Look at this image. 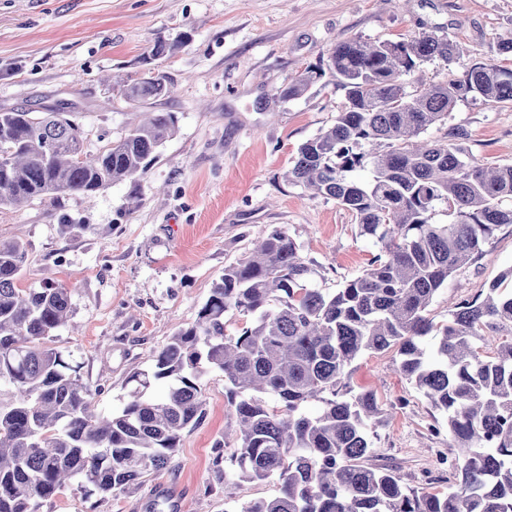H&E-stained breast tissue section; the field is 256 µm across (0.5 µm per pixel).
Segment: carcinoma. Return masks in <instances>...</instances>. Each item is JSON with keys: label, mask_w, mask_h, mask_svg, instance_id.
Listing matches in <instances>:
<instances>
[{"label": "carcinoma", "mask_w": 512, "mask_h": 512, "mask_svg": "<svg viewBox=\"0 0 512 512\" xmlns=\"http://www.w3.org/2000/svg\"><path fill=\"white\" fill-rule=\"evenodd\" d=\"M458 57L453 39L426 31L336 45L329 67L345 102L298 148L288 181L350 210L377 253L327 293L287 230H271L224 267L197 320L128 378L123 406L107 417L93 412L99 390L52 346L67 322L69 288L18 287L26 249L0 240V512H39L78 478L106 498L169 467L183 430L204 417L211 369L224 373L239 428L230 455L219 441L213 460L226 512H512V292L495 282L443 324L429 310L448 278L512 224V164L469 158L459 128L445 141L422 137L469 97L512 103V69L488 63L440 81L418 77L408 89L420 65ZM311 80L280 96H303ZM167 91L150 70L121 93L138 102ZM174 125L172 113L156 112L88 157L65 106L0 112V207L132 180ZM440 205L452 217L446 224L432 222ZM231 311L250 319L235 335L226 333ZM388 351L441 415L430 431H448L445 490L413 488L399 469L374 462L369 431L386 411L377 390L355 391L349 379L361 355ZM241 481H274L279 494L241 503Z\"/></svg>", "instance_id": "cac0c4a2"}]
</instances>
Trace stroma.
Masks as SVG:
<instances>
[{
  "label": "stroma",
  "instance_id": "stroma-1",
  "mask_svg": "<svg viewBox=\"0 0 512 512\" xmlns=\"http://www.w3.org/2000/svg\"><path fill=\"white\" fill-rule=\"evenodd\" d=\"M421 30L453 38L459 64L512 68V53L498 47L512 32V0H0V112L71 104L89 154L150 113L176 118L136 179L92 196L0 209V238L27 248L21 287L55 282L71 290V319L55 344L97 388L98 412L121 408L129 375L152 366L170 337L196 320L225 266L273 228L287 229L324 291L362 272L376 248L359 236L353 214L289 183L288 169L298 147L333 124L345 101L327 68L336 44ZM160 37L181 46L145 63ZM150 68L166 76L169 93L130 102L113 91V82H133ZM310 70L317 76L302 97H279ZM452 126L467 130L463 147L474 158L512 164V105L458 102L426 137L444 138ZM510 269L512 224L439 290L432 317L446 322L459 302L493 282L512 288L504 277ZM352 384L408 402L370 434L375 460L396 465L410 486L435 477L447 488L436 453L448 436L429 431L427 400L390 355L357 359ZM232 428L224 375L211 372L205 415L183 431L172 467L107 498L86 495L72 481L40 512H150L161 492L181 512H224L212 460Z\"/></svg>",
  "mask_w": 512,
  "mask_h": 512
}]
</instances>
